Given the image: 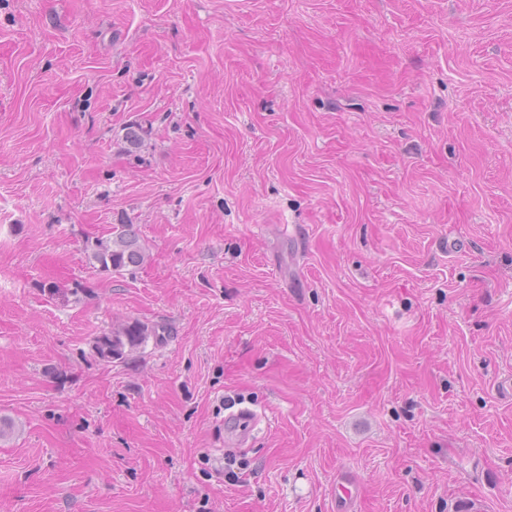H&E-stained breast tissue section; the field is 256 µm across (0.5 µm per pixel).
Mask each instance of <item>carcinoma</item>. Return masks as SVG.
<instances>
[{"mask_svg":"<svg viewBox=\"0 0 512 512\" xmlns=\"http://www.w3.org/2000/svg\"><path fill=\"white\" fill-rule=\"evenodd\" d=\"M86 250L92 264L104 273L133 270L147 258L144 245L128 224L115 226L109 234L87 242ZM167 335L169 331L160 325L128 322L109 334L97 337L92 350L99 360L106 363L123 362L149 340L162 342Z\"/></svg>","mask_w":512,"mask_h":512,"instance_id":"1","label":"carcinoma"}]
</instances>
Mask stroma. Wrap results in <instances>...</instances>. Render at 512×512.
<instances>
[{
	"instance_id": "stroma-1",
	"label": "stroma",
	"mask_w": 512,
	"mask_h": 512,
	"mask_svg": "<svg viewBox=\"0 0 512 512\" xmlns=\"http://www.w3.org/2000/svg\"><path fill=\"white\" fill-rule=\"evenodd\" d=\"M510 380L512 0H0V512H512ZM86 250L99 271L111 274L133 270L147 258L146 249L130 224H119L106 236L88 240ZM169 331L160 325L134 321L127 322L109 334L98 336L93 343L94 355L106 363L125 361L131 352L144 346L149 339L162 342ZM257 421L258 415L247 408H239L235 412L229 413L228 417L224 421L226 441H243L245 439V436L242 433H235V425L240 422L252 423V428H254L255 425L257 424ZM233 436H235L237 439H234ZM333 499L336 512H351L354 510L357 493L356 481L348 472H338L333 487Z\"/></svg>"
}]
</instances>
